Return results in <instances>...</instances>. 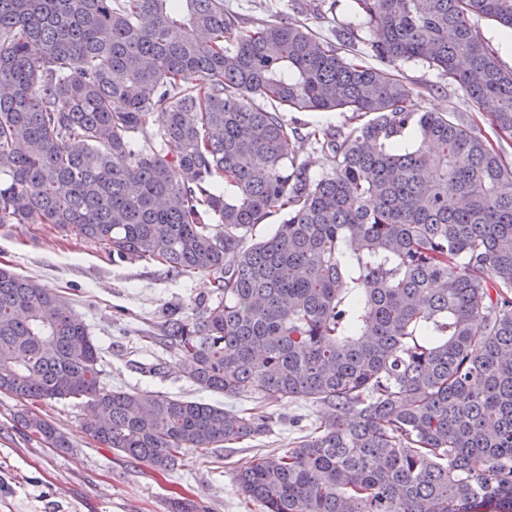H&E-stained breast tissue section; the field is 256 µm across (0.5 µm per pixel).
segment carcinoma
Segmentation results:
<instances>
[{
    "label": "carcinoma",
    "mask_w": 512,
    "mask_h": 512,
    "mask_svg": "<svg viewBox=\"0 0 512 512\" xmlns=\"http://www.w3.org/2000/svg\"><path fill=\"white\" fill-rule=\"evenodd\" d=\"M355 3L369 65L349 29L248 28L224 0H0V224L206 277L143 340L205 390L329 407L236 473L262 512H512V162L418 109L397 72L427 63L512 137V70L472 24L512 30V0ZM284 109L359 121L307 132L325 176ZM101 362L69 298L0 267V392L80 400L89 435L159 471L269 429L252 408L109 388Z\"/></svg>",
    "instance_id": "obj_1"
}]
</instances>
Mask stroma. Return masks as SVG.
<instances>
[{
  "instance_id": "35a3bbf8",
  "label": "stroma",
  "mask_w": 512,
  "mask_h": 512,
  "mask_svg": "<svg viewBox=\"0 0 512 512\" xmlns=\"http://www.w3.org/2000/svg\"><path fill=\"white\" fill-rule=\"evenodd\" d=\"M224 5L249 21H301L326 37L339 28L353 29L362 52L373 38L354 0H224ZM399 74L413 89L420 110L462 116L512 159V137L497 136L488 106L469 99L457 83L426 64L403 63ZM284 118L300 133L295 142L300 161L307 163L312 178H320L329 166L303 135L314 127L345 128L349 113L288 111ZM0 265L70 298L101 348L107 386L157 391L228 409L258 406L272 418L265 435L185 452L177 467L161 472L94 440L83 429L91 411L77 402L31 404L0 393V512H171L178 498L204 502L209 512H262L259 503L237 491L236 472L257 454L286 449L328 408L304 399L258 403L204 390L175 368L164 345H141L140 336L153 331L168 310L205 291L203 277L172 276L143 261L113 263L97 240L48 224H0ZM28 408L62 433L68 447L52 448L31 436L18 420Z\"/></svg>"
}]
</instances>
